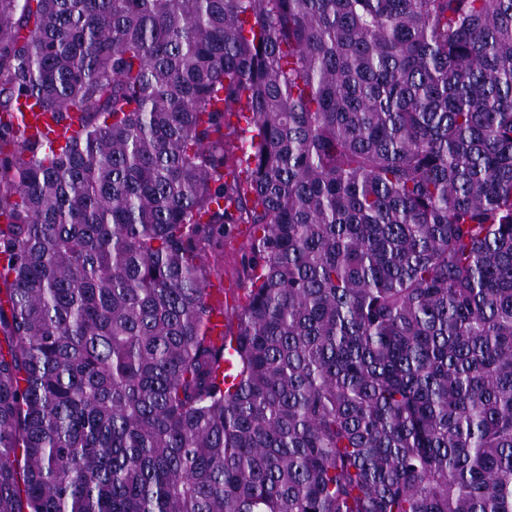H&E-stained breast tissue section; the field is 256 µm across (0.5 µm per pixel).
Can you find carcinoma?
I'll list each match as a JSON object with an SVG mask.
<instances>
[{"instance_id":"carcinoma-1","label":"carcinoma","mask_w":512,"mask_h":512,"mask_svg":"<svg viewBox=\"0 0 512 512\" xmlns=\"http://www.w3.org/2000/svg\"><path fill=\"white\" fill-rule=\"evenodd\" d=\"M0 219V512H512V0H0ZM24 111L23 124L25 133L32 139H38L52 130L49 136L63 142L66 137L70 136L78 128V115L74 112L72 114L74 117L73 124L69 130H66L63 126L56 125L49 113L39 112L37 109L33 111L25 109ZM227 231L224 234V242L214 252L215 275L216 278L223 279L231 289L239 291V298H243L244 286V268L247 265L249 251L247 247V225L238 224L244 236L237 234V227L228 236L229 229L234 224H227Z\"/></svg>"}]
</instances>
